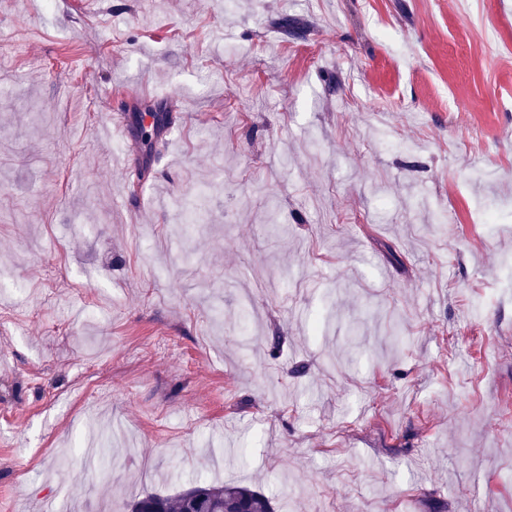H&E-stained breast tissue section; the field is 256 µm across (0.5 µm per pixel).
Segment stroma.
Instances as JSON below:
<instances>
[{
  "label": "stroma",
  "instance_id": "1",
  "mask_svg": "<svg viewBox=\"0 0 512 512\" xmlns=\"http://www.w3.org/2000/svg\"><path fill=\"white\" fill-rule=\"evenodd\" d=\"M0 271V512H512V0H0ZM274 512L271 499L245 485H216L196 480L173 496L148 494L134 501L131 512ZM248 511H242V509Z\"/></svg>",
  "mask_w": 512,
  "mask_h": 512
}]
</instances>
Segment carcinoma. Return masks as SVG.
Masks as SVG:
<instances>
[{
    "label": "carcinoma",
    "mask_w": 512,
    "mask_h": 512,
    "mask_svg": "<svg viewBox=\"0 0 512 512\" xmlns=\"http://www.w3.org/2000/svg\"><path fill=\"white\" fill-rule=\"evenodd\" d=\"M277 27L289 36L303 34L304 24L295 17L282 16ZM274 512L271 499L264 493L245 485H216L206 480H196L182 492L173 496L148 494L134 501L131 512Z\"/></svg>",
    "instance_id": "1"
}]
</instances>
